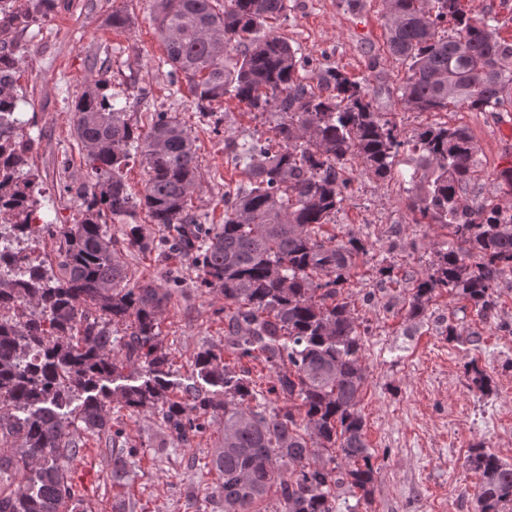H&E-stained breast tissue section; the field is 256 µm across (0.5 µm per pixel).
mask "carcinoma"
I'll return each instance as SVG.
<instances>
[{"mask_svg": "<svg viewBox=\"0 0 512 512\" xmlns=\"http://www.w3.org/2000/svg\"><path fill=\"white\" fill-rule=\"evenodd\" d=\"M0 4V33L28 25L39 8ZM152 0L156 31L170 75H182L199 103L226 96L252 112L281 115L275 136L234 142L230 161L249 176L224 209V224L206 228L192 210L201 180L195 139L177 115L158 112L142 130L131 123L104 78L87 79L74 103V136L89 181L73 224H38L33 140L24 133L15 92L16 69L0 54V512H88L65 462L80 451L79 425L100 432L108 404L161 408L171 444L205 429L201 417L224 415V437L210 463L223 482L224 512H251L277 489L282 512H336L335 489L348 485L372 501L377 467L358 409L366 374L364 340L341 288L366 254L318 235L347 196L342 165L352 157L376 179L392 177L405 146L417 156L409 208L418 224L448 229L453 243L436 251L432 272L415 280L409 318L425 316L437 289L459 296L489 317L494 288L512 273V209L469 197L477 147L466 129L430 126L403 141L397 125L375 111L368 85L329 67L319 91L287 40L263 32L287 0ZM387 49L408 66L397 100L418 112L450 103L484 110L512 85V43L498 39L490 13L468 15L461 0H382ZM453 22L451 33L441 27ZM236 53L227 64L230 52ZM147 169L135 193L125 170ZM141 208L163 237L128 224L118 241L106 217ZM60 240L57 266L32 257L31 243ZM176 251L198 271L200 284L224 295V349L262 359L276 370L262 392L212 348L194 368L203 384L169 395V359L157 332L169 291L152 282L129 284L121 252ZM146 369L140 384H110L126 369ZM224 390V399L208 387ZM86 394L77 414L73 397ZM300 401L270 411L266 394ZM136 449L115 456L112 477L128 471ZM296 465L288 475L280 466ZM465 465L480 482L474 512L512 505V463L482 445Z\"/></svg>", "mask_w": 512, "mask_h": 512, "instance_id": "1", "label": "carcinoma"}]
</instances>
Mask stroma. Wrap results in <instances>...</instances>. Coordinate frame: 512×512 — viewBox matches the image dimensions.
I'll list each match as a JSON object with an SVG mask.
<instances>
[{
    "instance_id": "obj_1",
    "label": "stroma",
    "mask_w": 512,
    "mask_h": 512,
    "mask_svg": "<svg viewBox=\"0 0 512 512\" xmlns=\"http://www.w3.org/2000/svg\"><path fill=\"white\" fill-rule=\"evenodd\" d=\"M128 12L132 23L115 29L113 9ZM278 35L309 60L303 75L316 84L326 67L343 68L367 83L376 111L396 122L402 137L423 128L448 124L467 128L478 148L477 179L470 192L477 199L512 203L497 175L512 166V92L485 111L464 104L444 112L404 109L397 88L407 69L386 50L387 31L380 0H361L350 9L345 0H288L284 16L269 21ZM8 53L18 71V109L33 140L31 165L39 176V215L46 222L70 224L84 210L77 192L86 181L80 147L73 136L72 104L83 80L97 75L109 90L127 97L134 122L147 126L153 113H177L196 140L201 185L194 200L209 224L224 222V193L244 180L227 160L230 142L248 133L270 138L278 116L251 112L245 104L224 99L201 108L186 79L171 82L166 53L150 14L148 0H50L46 16L7 37ZM416 157L399 152L392 179L367 174L359 160L346 161L347 199L329 224L327 237L361 240L360 256L343 294L355 305L364 332L366 381L358 405L368 445L378 469L371 504H357L351 488L336 490L338 507L358 512H474L472 494L479 482L466 470L468 451L483 444L512 463V276L498 287L496 317L478 316L463 299L436 291L429 322L407 316L410 282L389 281L384 267L424 272L435 252L449 239L436 224H419L408 207V178ZM122 260L131 283H163L168 269H179L180 288L160 316L159 331L169 357L168 380L174 391L197 383L194 356L203 348L224 346V297L202 288L191 263L177 253L126 251ZM478 332L479 346L451 342L441 334L439 318ZM477 361L490 378L480 392L466 373ZM108 432L81 433L82 450L67 466L91 512H112L116 501L136 505V512H188L195 496L198 512H221L220 479L206 467L224 435L222 416H208L203 433L188 445L159 453L168 441L157 408H112ZM138 448L129 475L112 477V432Z\"/></svg>"
}]
</instances>
